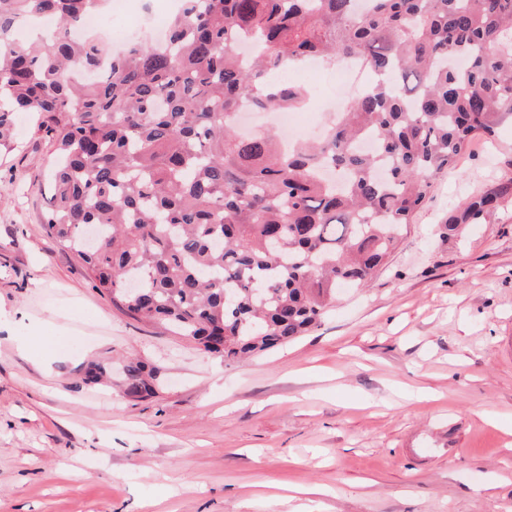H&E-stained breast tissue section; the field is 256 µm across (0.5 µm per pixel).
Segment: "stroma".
I'll use <instances>...</instances> for the list:
<instances>
[{
    "label": "stroma",
    "instance_id": "35a3bbf8",
    "mask_svg": "<svg viewBox=\"0 0 512 512\" xmlns=\"http://www.w3.org/2000/svg\"><path fill=\"white\" fill-rule=\"evenodd\" d=\"M175 0H108L110 43ZM0 152V512H512V205L466 240L448 211L512 174V121L475 138L369 288L240 363L136 320L48 237L54 148ZM146 359L133 403L93 360Z\"/></svg>",
    "mask_w": 512,
    "mask_h": 512
}]
</instances>
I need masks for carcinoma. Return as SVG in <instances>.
I'll return each mask as SVG.
<instances>
[{
  "instance_id": "obj_1",
  "label": "carcinoma",
  "mask_w": 512,
  "mask_h": 512,
  "mask_svg": "<svg viewBox=\"0 0 512 512\" xmlns=\"http://www.w3.org/2000/svg\"><path fill=\"white\" fill-rule=\"evenodd\" d=\"M104 2L0 0V149L14 113L38 116L57 151L48 236L114 307L228 364L305 335L338 288L368 285L432 175L512 116V0H181L164 45L118 55L73 36ZM46 16L52 34L19 42L18 20ZM314 57H354L371 83L291 150L271 131L242 135L243 108L305 101L268 78ZM506 200L512 176L449 211L441 236ZM109 369L92 362L81 382ZM122 374L128 400L155 396V368L127 359Z\"/></svg>"
}]
</instances>
